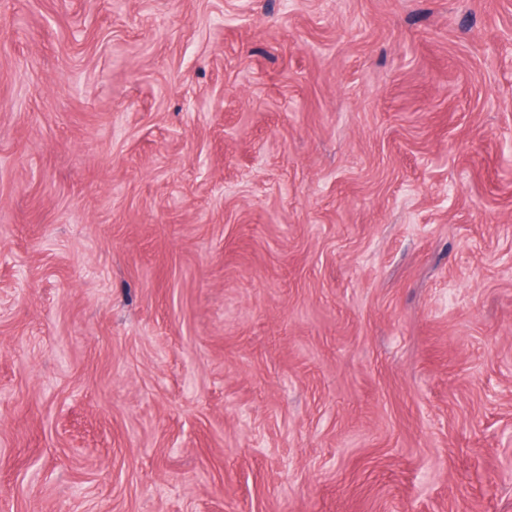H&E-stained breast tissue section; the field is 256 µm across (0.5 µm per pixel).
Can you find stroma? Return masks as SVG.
I'll return each instance as SVG.
<instances>
[{
	"mask_svg": "<svg viewBox=\"0 0 512 512\" xmlns=\"http://www.w3.org/2000/svg\"><path fill=\"white\" fill-rule=\"evenodd\" d=\"M512 0H0V512H512Z\"/></svg>",
	"mask_w": 512,
	"mask_h": 512,
	"instance_id": "35a3bbf8",
	"label": "stroma"
}]
</instances>
